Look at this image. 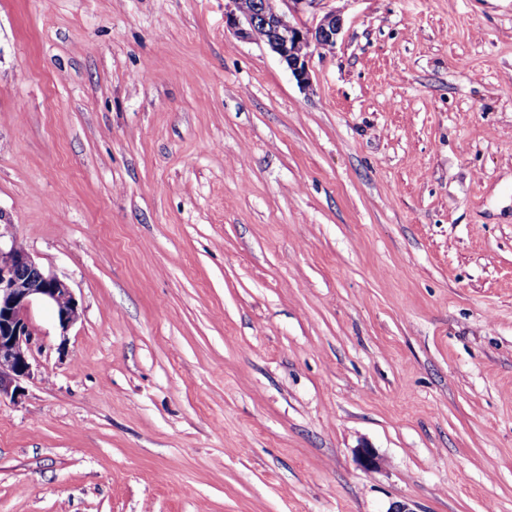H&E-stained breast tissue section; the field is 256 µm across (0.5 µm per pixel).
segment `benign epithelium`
Returning a JSON list of instances; mask_svg holds the SVG:
<instances>
[{"mask_svg": "<svg viewBox=\"0 0 512 512\" xmlns=\"http://www.w3.org/2000/svg\"><path fill=\"white\" fill-rule=\"evenodd\" d=\"M233 9L226 22L245 36L256 35L287 64L297 84L312 83L310 60L313 50L336 46L343 19L324 15L313 27L295 24L289 13L303 4L319 0H229ZM49 304L61 333L79 318L78 304L71 288L55 275L45 272L28 249L0 233V401L14 398L20 383L34 375L36 331L29 313L33 305Z\"/></svg>", "mask_w": 512, "mask_h": 512, "instance_id": "7a95c632", "label": "benign epithelium"}]
</instances>
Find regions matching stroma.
<instances>
[{
    "mask_svg": "<svg viewBox=\"0 0 512 512\" xmlns=\"http://www.w3.org/2000/svg\"><path fill=\"white\" fill-rule=\"evenodd\" d=\"M227 6L0 0V222L80 313L0 512H512V0H319L306 89Z\"/></svg>",
    "mask_w": 512,
    "mask_h": 512,
    "instance_id": "1",
    "label": "stroma"
}]
</instances>
